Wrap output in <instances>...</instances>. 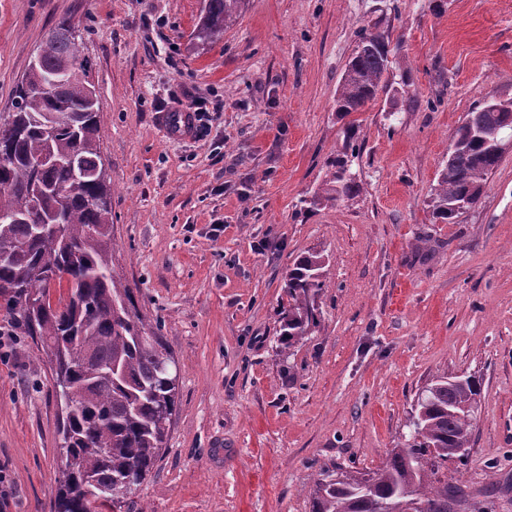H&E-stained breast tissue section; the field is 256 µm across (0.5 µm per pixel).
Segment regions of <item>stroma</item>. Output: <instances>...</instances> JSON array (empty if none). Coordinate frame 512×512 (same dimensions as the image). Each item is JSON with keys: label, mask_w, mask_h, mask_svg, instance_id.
I'll list each match as a JSON object with an SVG mask.
<instances>
[{"label": "stroma", "mask_w": 512, "mask_h": 512, "mask_svg": "<svg viewBox=\"0 0 512 512\" xmlns=\"http://www.w3.org/2000/svg\"><path fill=\"white\" fill-rule=\"evenodd\" d=\"M0 0V113L48 33L78 35L99 104L113 265L178 370L153 471L120 512H310L321 470H376L435 377L481 385L448 464L455 512H512V148L454 223L429 194L474 108L512 100V0ZM398 50L357 113L353 198L303 200L345 152L336 89L361 28ZM213 106L181 137L162 113ZM326 260L319 324L276 353L283 280ZM0 512H49L62 422L48 359L0 307ZM204 16L192 34L202 44L214 42L224 35V26L235 22L244 0H207Z\"/></svg>", "instance_id": "1"}]
</instances>
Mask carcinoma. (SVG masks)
I'll list each match as a JSON object with an SVG mask.
<instances>
[{"label":"carcinoma","mask_w":512,"mask_h":512,"mask_svg":"<svg viewBox=\"0 0 512 512\" xmlns=\"http://www.w3.org/2000/svg\"><path fill=\"white\" fill-rule=\"evenodd\" d=\"M244 0H206L192 39L205 44L224 35ZM336 90V112L361 111L386 88L389 37L363 31ZM39 65L16 85L13 111L0 113V299L25 335L40 344L50 368L67 388L64 421L68 447L61 449L62 477L55 512H103L110 497L129 496L153 469L176 406L169 383L171 357L160 337L147 332L135 296L112 267L111 188L100 146V105L88 80L89 63L74 28L60 22L38 51ZM69 70L55 92L38 87L43 73ZM491 126L512 129V107L485 103L468 113L451 139L452 150L431 191L433 217L452 224L461 208L477 203L500 156L481 134ZM360 185L348 160L333 157L322 187L304 200L306 210L350 199ZM325 258L300 257L288 270L280 311L277 354L303 341L318 323ZM66 296L53 302L49 284ZM478 381L437 378L418 397L407 443L362 478L321 472L310 512H381L402 503L408 512H451L448 478L440 468L463 460L472 433Z\"/></svg>","instance_id":"cac0c4a2"}]
</instances>
